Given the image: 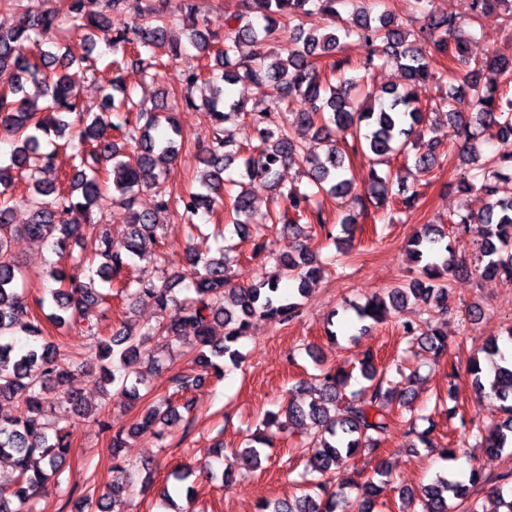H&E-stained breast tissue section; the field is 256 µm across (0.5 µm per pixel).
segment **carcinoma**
<instances>
[{
  "instance_id": "1",
  "label": "carcinoma",
  "mask_w": 512,
  "mask_h": 512,
  "mask_svg": "<svg viewBox=\"0 0 512 512\" xmlns=\"http://www.w3.org/2000/svg\"><path fill=\"white\" fill-rule=\"evenodd\" d=\"M161 0H107L110 10L132 12L133 20L123 30L112 29L104 13H83L84 0H67L66 11L47 8L23 15L17 22L0 21V129L15 147L6 165H0V399L20 398L18 413L0 420V457L11 460L17 471L12 485L0 487V512H32L36 490L60 475L70 452L65 428L52 426L49 413L63 400L79 415H86L82 399L67 388L77 352L45 339L42 323L30 312L18 283L25 275L11 254V240L24 234L46 241L63 265L49 264L45 277L57 284L45 289L39 305L52 307L49 318L59 330L74 324H86L94 341L95 366L102 387L140 398L141 377L130 380L132 365L141 360L154 361L147 346L161 336L166 342H188L197 350L194 361L216 378L224 374L222 362H242L238 342L247 335L252 321L266 319L286 325L300 314L297 297L322 277L324 266L308 247L297 254H280L262 240L255 255L274 262L278 274L256 283L237 285L233 278L234 259L225 252L209 256L188 247L186 267L158 286L133 288L122 284L123 292L133 298L149 294L160 313L177 308L171 319L139 332L117 329L110 336H100L95 325L86 321V311L102 304L105 294L95 288V278L112 284L120 277L128 260L137 257L157 263L166 262L165 254L147 250L156 241V214L134 208L138 192L149 190L158 197L156 209H166L171 202L166 171L158 160L174 159L180 149L176 113L165 105L152 109L133 99L120 78L102 90L101 110L112 114L105 123L99 115L87 111L80 93L68 76L73 59L62 50L59 32L64 26L82 31L88 41V54L98 43L105 44L115 65H131L151 79L158 75L157 50L166 49L176 59L181 44L170 37L171 29L188 31V38L202 54H214L209 76L198 69L187 70L184 83L192 94L184 96L186 107L203 114L213 129V138L203 150V169L197 190L182 195L175 205L180 208L188 237L200 230L195 219L201 214L214 215L229 200L227 221L235 232L249 228L263 231L267 224L281 225V231L313 239L320 234L334 238L333 228L323 217V199L353 194L359 211L346 215L341 230L351 235L361 216L368 214L367 201L380 208L390 199L400 197L405 210L415 208L416 193L402 186V175L388 168L396 158L413 159L419 173L432 169L440 154L439 141L425 138L427 113L418 97L421 86H441L451 77L448 93L434 101L438 110H446L448 139L461 141V158L480 160L474 172L461 178L463 188L475 190L484 199V207L474 213L458 210L448 215L455 232L470 234L476 247L474 271L480 277L499 278L512 283V155L482 157L478 143L483 133L493 131L502 138L512 137V99L504 89L512 85V54L494 51L484 59L471 58L469 45L474 33L463 29V19L456 15L432 18L416 33L395 24L392 13L378 15L363 5L351 17L341 16L337 5L347 0H246V14L224 33V39L204 28L197 0H186L182 18L164 13ZM466 16L499 9L512 13V0H468ZM288 28V46L271 55L263 47L275 31ZM354 38L369 52L362 63L369 72L388 61L396 63L405 77L402 87L372 95L353 77L332 84L330 77L341 72L348 62L338 57L344 41ZM28 41L33 56L16 55V44ZM240 81L265 84L271 90V105L247 112L241 100L225 94V85ZM38 89L33 97L28 85ZM299 99L303 108L292 109ZM468 101L472 111L460 108ZM250 127L245 143L237 139L240 117ZM313 129L325 143L323 153L311 152L296 137L299 129ZM363 156L369 167L367 183L356 187L346 177L349 156ZM68 160L63 178L46 182L38 174ZM302 159L307 183L285 186L280 168ZM242 162L239 179L224 177L236 161ZM27 179L33 190L24 199L32 210L27 224L10 223L17 203L15 182ZM267 182L275 195L288 205L287 212L258 215L243 180ZM107 204L120 205L128 211L124 251L114 248L109 232L78 254L71 242L81 234V225L93 221V212ZM409 254L415 264V276L368 299L352 309L361 329L363 322L382 320L390 310H402L409 302L423 304L434 316L402 325V336L427 353L439 357L447 352L448 337L439 328V318L448 313L449 276L456 271L453 247L442 226L425 224L409 240ZM286 279L294 291L286 295L280 288ZM188 282L193 296L179 298L174 287ZM224 326V337H212L213 324ZM21 331L33 344L17 350L1 341L6 335ZM484 358L470 360L467 373L478 393L500 402L502 416L492 426L461 421L463 435L480 440L483 447L498 454L512 447V358L501 350L494 338L484 350ZM361 376L366 385L356 393L346 394L350 372L342 366L319 369L308 399L289 398L284 409L288 424L307 426L301 445L309 454L310 473L319 475L298 497L270 499L259 504V512H348L349 483L333 488L325 476L336 473L361 451H377L392 430L389 407L396 400L394 391L385 386V372L377 370L373 355L361 362ZM203 376L178 374L174 377L176 394L185 398L183 408L191 410L193 400L186 394L201 385ZM181 419L171 398H158L145 407L135 423L112 436V481L106 490L94 488L79 496L77 512H109L107 499L130 489L137 472L120 461L122 448L129 438L155 423L174 424ZM406 435L426 448L435 444L432 429L418 430L414 416L402 418ZM269 436L263 431L252 434L241 450L227 456L221 475L211 474L226 483L233 482L236 468L255 471L261 466ZM483 482L473 469L468 478L454 470L438 476L418 491L406 490L401 499L412 512H478L473 488ZM377 485L361 486L363 501L359 512H375Z\"/></svg>"
}]
</instances>
